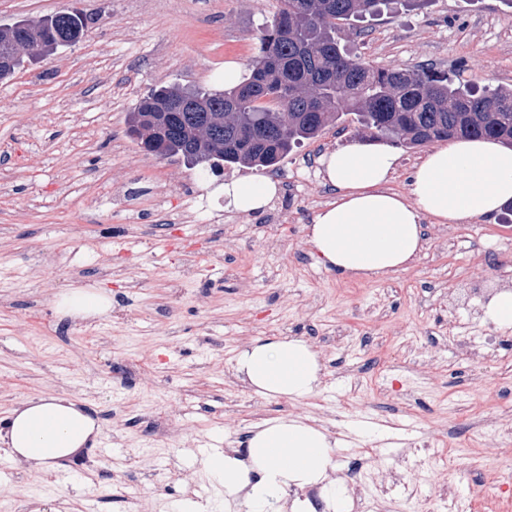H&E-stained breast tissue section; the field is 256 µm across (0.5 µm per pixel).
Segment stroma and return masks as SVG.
Here are the masks:
<instances>
[{
	"mask_svg": "<svg viewBox=\"0 0 512 512\" xmlns=\"http://www.w3.org/2000/svg\"><path fill=\"white\" fill-rule=\"evenodd\" d=\"M281 0H0V24L76 7L84 38L0 81V512H175L202 483L206 512L224 491L203 463L288 416L336 437L344 470L366 458V487L404 471L439 512L452 490L484 512L492 475L512 481V327L484 319L485 292L512 289V211L463 224L424 219L403 270L347 276L322 265L307 226L333 192L326 150L369 139L354 115L294 147L280 193L249 217L215 189L252 168L202 173L146 153L128 116L150 88L220 90L228 62L249 69ZM348 53L387 69L432 67L471 89L512 86V7L504 0H393L340 22ZM206 204L189 211L187 189ZM108 294L106 315L73 318L63 294ZM299 338L323 365L316 394L256 396L234 357L257 339ZM57 397L93 410L94 432L41 465L12 454L16 410ZM441 437L446 461L422 444Z\"/></svg>",
	"mask_w": 512,
	"mask_h": 512,
	"instance_id": "obj_1",
	"label": "stroma"
}]
</instances>
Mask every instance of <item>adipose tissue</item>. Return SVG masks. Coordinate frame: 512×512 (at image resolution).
I'll list each match as a JSON object with an SVG mask.
<instances>
[{
	"instance_id": "adipose-tissue-1",
	"label": "adipose tissue",
	"mask_w": 512,
	"mask_h": 512,
	"mask_svg": "<svg viewBox=\"0 0 512 512\" xmlns=\"http://www.w3.org/2000/svg\"><path fill=\"white\" fill-rule=\"evenodd\" d=\"M318 163L334 197L309 225L308 240L325 266L350 276L407 268L423 247V217L458 224L491 217L512 202V149L491 139L457 138L430 151L403 194L389 187L399 157L387 145L354 141ZM223 193L226 210L250 215L271 204L279 184L268 177L229 180ZM235 370L264 398L312 396L322 378L317 352L296 338L253 342L237 355ZM93 431L88 416L49 397L16 412L8 444L47 465L87 443ZM335 446L318 427L273 417L244 448L217 451L206 465L224 489L226 512H351V490L335 476ZM308 486L320 487V503L290 497V490Z\"/></svg>"
}]
</instances>
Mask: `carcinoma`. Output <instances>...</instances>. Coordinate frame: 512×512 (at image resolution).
I'll return each mask as SVG.
<instances>
[{"label":"carcinoma","mask_w":512,"mask_h":512,"mask_svg":"<svg viewBox=\"0 0 512 512\" xmlns=\"http://www.w3.org/2000/svg\"><path fill=\"white\" fill-rule=\"evenodd\" d=\"M388 0H283L266 26L250 74L223 90L161 85L129 113L146 151L179 157L205 172L210 159L269 169L293 147L319 137L344 114L374 139L409 148L457 137L512 146V89L477 94L432 69L389 70L342 51L341 21L373 15ZM90 18L62 10L36 22L0 25V80L34 61L13 44L32 28L56 51L77 44Z\"/></svg>","instance_id":"carcinoma-1"}]
</instances>
